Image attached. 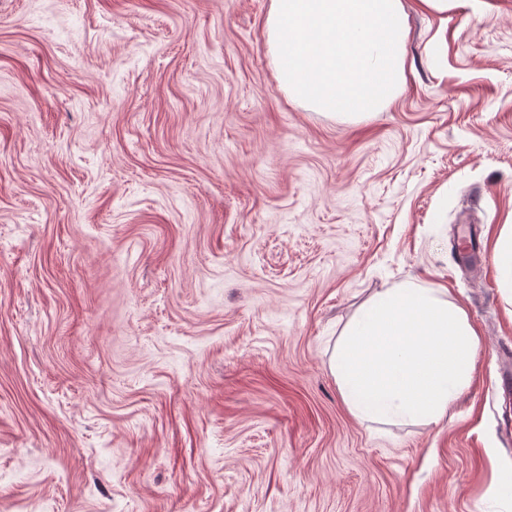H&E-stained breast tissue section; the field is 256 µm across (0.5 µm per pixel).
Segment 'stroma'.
Wrapping results in <instances>:
<instances>
[{
  "instance_id": "35a3bbf8",
  "label": "stroma",
  "mask_w": 512,
  "mask_h": 512,
  "mask_svg": "<svg viewBox=\"0 0 512 512\" xmlns=\"http://www.w3.org/2000/svg\"><path fill=\"white\" fill-rule=\"evenodd\" d=\"M271 0H0V512H512V0H405L407 82L294 102ZM480 338L436 424L328 362L375 293ZM497 278L512 296V224L502 225L492 250Z\"/></svg>"
}]
</instances>
